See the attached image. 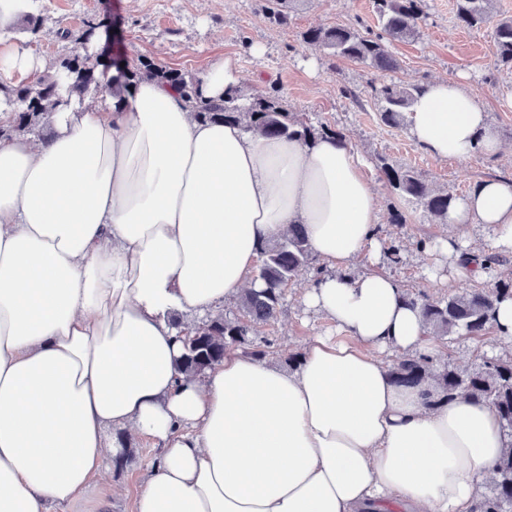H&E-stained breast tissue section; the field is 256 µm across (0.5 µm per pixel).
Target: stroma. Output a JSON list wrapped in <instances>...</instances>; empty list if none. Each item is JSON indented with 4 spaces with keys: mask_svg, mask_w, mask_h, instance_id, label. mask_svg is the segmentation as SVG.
Masks as SVG:
<instances>
[{
    "mask_svg": "<svg viewBox=\"0 0 512 512\" xmlns=\"http://www.w3.org/2000/svg\"><path fill=\"white\" fill-rule=\"evenodd\" d=\"M425 10L419 36L389 42L399 61L392 72L331 56L303 39L314 28L379 31L373 0H294L283 25L269 20L264 0H36L32 15L41 27L35 33L21 29L20 35L22 49L54 64L88 53L108 60L134 54L198 77L214 56H236L240 89L277 93L288 111L326 121L353 148L378 201L381 248L394 239L403 246L402 263L385 260L381 270L407 291L437 299L445 296V289L423 275L435 258L418 251L416 243L448 235L449 228L431 222L393 192L381 166L412 168L430 186L458 198L481 179L512 178V105L505 103L512 96V68L500 63L492 38L494 23L512 19V0H492L490 22L478 29L458 24L456 0H425ZM89 30L94 33L90 40L85 37ZM439 78L458 81L478 95L504 146L501 153L467 163L439 160L417 146L408 125L390 127L381 121L372 99L375 87L391 81L424 85ZM398 210L405 213V223H394ZM312 277V272H303L286 288L276 320L262 328L275 341L270 359L280 365H287L289 355L300 354L311 336L333 329L323 315L301 304ZM440 344L438 367L472 369L478 355L496 354L499 341L492 334L480 342L451 335ZM160 455L150 439L130 442L120 466H109L82 501L54 512H95L99 497L115 484L125 492L112 497L109 512H131L134 493Z\"/></svg>",
    "mask_w": 512,
    "mask_h": 512,
    "instance_id": "1",
    "label": "stroma"
}]
</instances>
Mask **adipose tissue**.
Segmentation results:
<instances>
[{
	"mask_svg": "<svg viewBox=\"0 0 512 512\" xmlns=\"http://www.w3.org/2000/svg\"><path fill=\"white\" fill-rule=\"evenodd\" d=\"M31 0H0V77L48 71L18 46ZM240 80L212 59L203 100ZM437 159L495 155L486 108L429 83L408 114ZM375 195L347 144L270 139L195 119L177 88L143 78L123 99L70 103L43 140H0V512L81 499L124 444L161 456L132 512H475L512 444L496 413L395 382L386 361L438 356L421 307L380 271ZM512 254V179L477 182L448 210ZM303 225L330 264L303 295L336 336L294 370L228 351L177 370V312H215L252 288L268 241ZM371 268L346 275L353 262ZM116 437H108V429Z\"/></svg>",
	"mask_w": 512,
	"mask_h": 512,
	"instance_id": "adipose-tissue-1",
	"label": "adipose tissue"
}]
</instances>
